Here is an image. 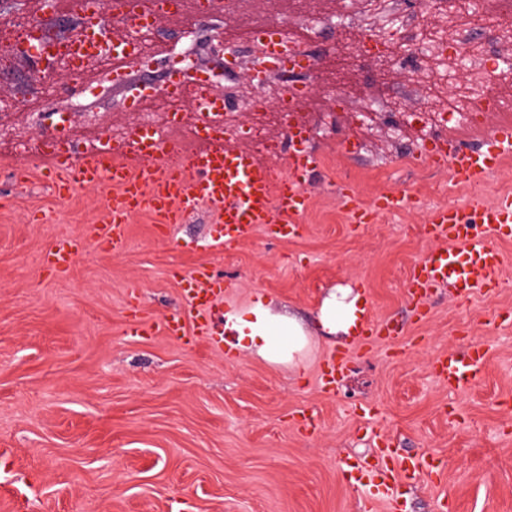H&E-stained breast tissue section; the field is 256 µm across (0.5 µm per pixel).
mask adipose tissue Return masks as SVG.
<instances>
[{
  "label": "adipose tissue",
  "mask_w": 512,
  "mask_h": 512,
  "mask_svg": "<svg viewBox=\"0 0 512 512\" xmlns=\"http://www.w3.org/2000/svg\"><path fill=\"white\" fill-rule=\"evenodd\" d=\"M358 301L351 289H332L319 308L318 328L329 336L348 333ZM224 334L233 349L272 364L299 362L309 345L301 320L275 311L272 300L263 294L248 307L225 314Z\"/></svg>",
  "instance_id": "obj_1"
}]
</instances>
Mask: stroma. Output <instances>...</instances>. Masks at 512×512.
<instances>
[{
	"label": "stroma",
	"instance_id": "stroma-1",
	"mask_svg": "<svg viewBox=\"0 0 512 512\" xmlns=\"http://www.w3.org/2000/svg\"><path fill=\"white\" fill-rule=\"evenodd\" d=\"M196 0L159 17L148 66L129 85L98 67L81 79H45L36 62L0 67V122L40 138L55 113L81 151L113 127L132 128L141 113L162 111L157 96L132 99L131 86H163L170 51ZM305 38L315 69L288 75L306 89L302 119L320 169L304 187L311 209L298 237L256 230L238 248L211 246V217L200 209L166 226L147 212L128 224L119 254L88 248L69 272L47 275L43 256L62 236L83 237L106 216L110 187L56 196L52 174L0 143V512H392L343 478L346 458L368 456L379 434L403 453L433 454L440 474L403 489L406 512H512V324L493 321L512 308V240L501 286L464 303L432 300V316L414 322L405 282L411 265L437 248L425 226L441 206L491 203L512 195V156L479 189L453 182L448 169L405 162L423 124L426 74L386 69L373 59L337 57L351 16H370L369 0H227L188 49L198 75L221 71L211 92L249 96L252 56L246 38L270 13ZM344 87L347 105L334 93ZM406 118L388 122L387 101ZM354 183L364 201L406 194L404 209L372 224L349 223L336 196ZM222 277L220 310L246 306L257 294L301 318L311 333L302 368L226 354L200 336L133 335L131 305L153 318L178 313L183 279L199 267ZM363 288L373 315L391 321L394 337L351 350L334 391L320 389L329 353L346 343L314 320L334 288ZM482 345L489 361L475 381L449 390L432 371L443 351ZM378 406L361 415L366 403ZM316 416L299 430V411Z\"/></svg>",
	"mask_w": 512,
	"mask_h": 512
}]
</instances>
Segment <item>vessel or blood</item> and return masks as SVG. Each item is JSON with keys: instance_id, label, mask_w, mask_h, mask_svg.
<instances>
[{"instance_id": "1", "label": "vessel or blood", "mask_w": 512, "mask_h": 512, "mask_svg": "<svg viewBox=\"0 0 512 512\" xmlns=\"http://www.w3.org/2000/svg\"><path fill=\"white\" fill-rule=\"evenodd\" d=\"M167 87L171 94L190 99L193 111L200 116L199 128H206L203 113L216 109L208 87L186 75L169 80ZM289 139L291 173L278 179L271 167L253 153L224 147L222 139L212 140L209 148L195 155L182 157L164 147L160 134L146 130L132 132L129 144L119 152L104 144L77 160L69 156L55 158V194L64 196L79 188L102 185L111 186L113 194L106 221L93 225L89 236L56 241L44 255L45 269L57 275L66 273L91 244L115 253L123 251L130 218L145 211L171 225L185 223L200 207H208L215 217L214 241L227 250L246 241L259 228L281 237L296 235L310 207L301 178L319 169L322 161L307 146L308 130L291 124ZM510 154L512 125L502 124L491 138L478 145L440 139L429 151L428 159L434 166L449 168L458 183L477 187ZM337 193L354 224L374 223L379 214L406 205L405 196L393 192L364 203L347 182L338 186ZM427 230L440 246L412 264L406 284L407 297L421 323L431 316L427 299L435 289H448L455 299L466 302L476 292L500 287L503 255L494 241L512 238V196L507 194L487 204L477 202L465 209L437 208ZM223 292L222 280L210 270L198 268L186 279L184 314L144 321L134 311L129 321L138 336L160 333L180 337L188 330L197 336H210L223 326L224 316L215 309V301ZM390 334L388 322L375 318L370 306L360 307L353 347H371ZM346 359L347 352L341 349L326 360L320 375L322 390L331 391L338 385ZM487 360V351L474 346L462 353L441 354L433 360L432 368L449 388L460 389L472 381ZM437 469L433 455H398L391 441L383 438L370 459H347L344 476L353 485L371 483L377 494L384 496Z\"/></svg>"}]
</instances>
